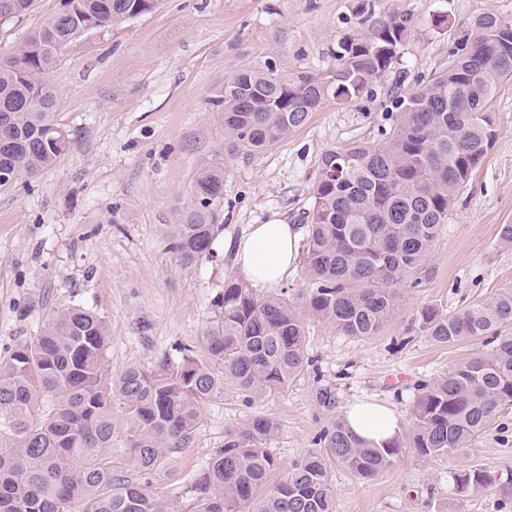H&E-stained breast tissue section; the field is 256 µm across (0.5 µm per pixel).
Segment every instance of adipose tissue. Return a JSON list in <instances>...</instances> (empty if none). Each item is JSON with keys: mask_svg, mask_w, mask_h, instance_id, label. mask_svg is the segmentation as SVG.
I'll return each mask as SVG.
<instances>
[{"mask_svg": "<svg viewBox=\"0 0 512 512\" xmlns=\"http://www.w3.org/2000/svg\"><path fill=\"white\" fill-rule=\"evenodd\" d=\"M236 264L244 278L270 288L296 271L299 235L295 225L276 221L251 225L250 231L233 247ZM350 429L368 443H384L400 431L395 412L378 403H356L346 412Z\"/></svg>", "mask_w": 512, "mask_h": 512, "instance_id": "obj_1", "label": "adipose tissue"}]
</instances>
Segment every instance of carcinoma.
Listing matches in <instances>:
<instances>
[{
	"label": "carcinoma",
	"instance_id": "obj_1",
	"mask_svg": "<svg viewBox=\"0 0 512 512\" xmlns=\"http://www.w3.org/2000/svg\"><path fill=\"white\" fill-rule=\"evenodd\" d=\"M31 0H0V21ZM158 0H59L56 14L15 51L0 53V188L56 165L71 146L58 122L59 91L48 76L80 35L152 12ZM360 30L340 42L327 72L241 68L213 106L232 154L251 155L288 137L330 102H348L381 81L412 29L406 14L376 17L358 5ZM493 11L475 18L468 51L399 102V123L376 146L330 149L320 159L302 263L309 287L296 299L259 294L236 276L199 349L175 361L112 375L109 332L96 312L51 315L39 335L0 359V512H175L177 504L144 475L185 447L201 406L232 384L256 399L285 388L309 366L306 319L370 338L394 315L397 285L423 269L459 191L497 136L489 104L512 79V27ZM193 200L170 225L168 250L185 265L208 257L221 230L224 170L200 171ZM414 327L432 342L476 341L481 349L422 381L410 430L382 446L336 419L323 447L282 467L269 444L278 424L255 416L228 430L224 448L184 489L188 512H335L328 462L363 480L397 463L403 449L438 457L471 448L512 409V286L458 312L417 309ZM121 413L116 428L114 410ZM454 492L497 489L483 466L450 473Z\"/></svg>",
	"mask_w": 512,
	"mask_h": 512
}]
</instances>
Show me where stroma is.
<instances>
[{
  "instance_id": "obj_1",
  "label": "stroma",
  "mask_w": 512,
  "mask_h": 512,
  "mask_svg": "<svg viewBox=\"0 0 512 512\" xmlns=\"http://www.w3.org/2000/svg\"><path fill=\"white\" fill-rule=\"evenodd\" d=\"M375 15L410 14L414 28L381 82L349 102H332L298 130L248 157L224 150L213 100L235 70L273 64L288 72L327 71L338 42L358 30V2ZM58 0H32L0 22V53L21 47L53 16ZM495 10L512 19V0H161L159 8L75 40L50 73L61 91L57 119L71 138L53 168L0 189V357L38 335L47 317L80 306L107 323L108 365L153 368L199 346L236 274L230 243L249 225L298 223L322 154L375 145L399 119L397 99L445 71L471 24ZM497 137L459 193L418 286L401 283L393 318L369 339L309 319L311 365L282 390L246 405L234 386L204 404L187 447L150 476L180 500L224 446L226 430L264 415L280 425L270 445L282 464L317 449L348 406L388 405L411 426L420 380L476 351L407 328L417 307L457 311L512 284V82L492 100ZM224 170V226L212 253L187 267L167 249L166 231L192 200L198 171ZM479 464L512 479V413L472 450L435 458L403 452L371 481L331 468L336 512H512V495L449 487L455 468Z\"/></svg>"
}]
</instances>
